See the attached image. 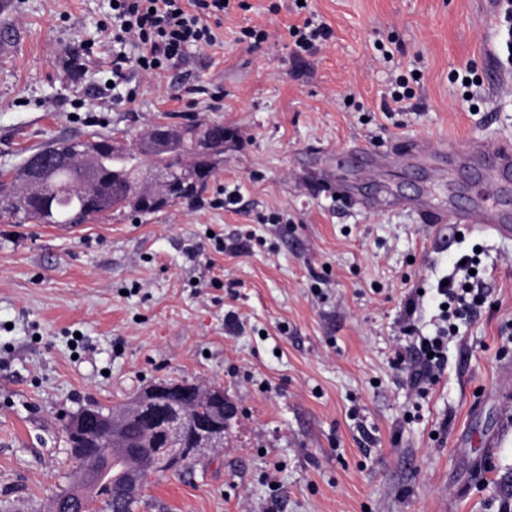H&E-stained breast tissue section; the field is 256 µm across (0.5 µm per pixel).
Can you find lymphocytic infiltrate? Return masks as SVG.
<instances>
[{"instance_id": "lymphocytic-infiltrate-1", "label": "lymphocytic infiltrate", "mask_w": 512, "mask_h": 512, "mask_svg": "<svg viewBox=\"0 0 512 512\" xmlns=\"http://www.w3.org/2000/svg\"><path fill=\"white\" fill-rule=\"evenodd\" d=\"M230 0H117L112 8V26L107 36L120 50L112 56V75L122 80L127 64L154 76L182 62L189 49L218 46L217 34ZM473 258H466L459 280H446L437 293L444 305L443 323L437 336L421 338L409 362L410 385L422 391L444 368V348L455 335V319L476 313L486 302L483 288L472 282Z\"/></svg>"}]
</instances>
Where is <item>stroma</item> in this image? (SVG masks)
I'll return each mask as SVG.
<instances>
[{"instance_id": "stroma-1", "label": "stroma", "mask_w": 512, "mask_h": 512, "mask_svg": "<svg viewBox=\"0 0 512 512\" xmlns=\"http://www.w3.org/2000/svg\"><path fill=\"white\" fill-rule=\"evenodd\" d=\"M0 18V171L53 137L139 134L165 115L232 132L202 196L152 215L73 228L0 220V512H48L78 475L64 425L118 408L158 379L219 386L237 412L224 445L153 474L135 512H501L512 503V237L421 223L413 199L471 210L467 161L337 166L364 145L426 140L467 151L512 139V52L498 0H247L224 42L169 73L129 68L142 93L113 102L108 66L63 59L99 42L111 0H14ZM331 41L294 53L304 19ZM259 27L254 47L239 32ZM392 51L385 60L384 51ZM474 65L465 96L453 72ZM411 78L408 112L383 97ZM347 183L358 206L337 198ZM393 203L369 209L382 186ZM240 191L239 209L213 206ZM276 223H269V216ZM251 234L246 251L217 239ZM475 256L487 300L458 320L424 393L393 365L440 322L435 288ZM423 306L400 334L409 293Z\"/></svg>"}]
</instances>
